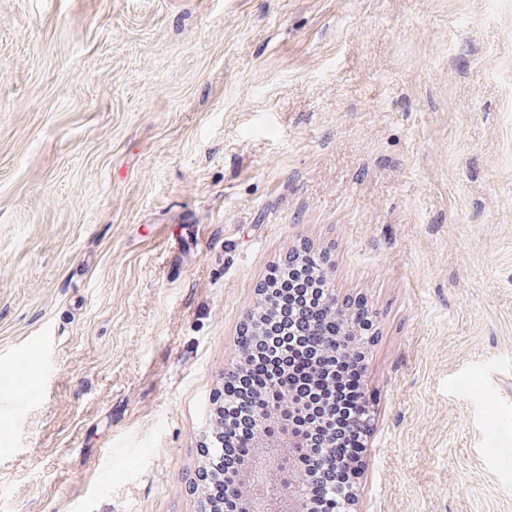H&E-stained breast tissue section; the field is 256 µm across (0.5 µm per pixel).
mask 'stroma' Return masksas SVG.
Segmentation results:
<instances>
[{"label": "stroma", "instance_id": "stroma-1", "mask_svg": "<svg viewBox=\"0 0 512 512\" xmlns=\"http://www.w3.org/2000/svg\"><path fill=\"white\" fill-rule=\"evenodd\" d=\"M304 245L374 323L355 512H512V0H0V512H198Z\"/></svg>", "mask_w": 512, "mask_h": 512}]
</instances>
